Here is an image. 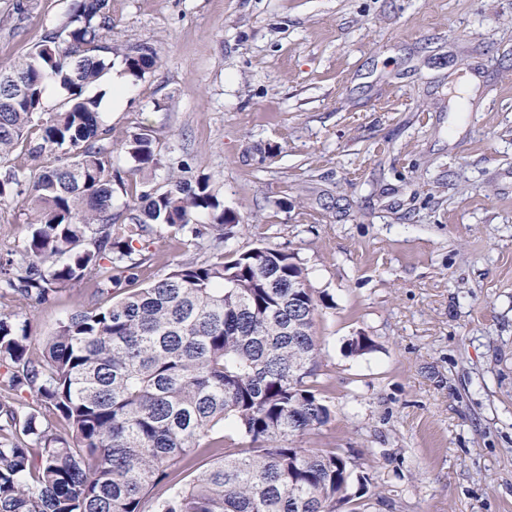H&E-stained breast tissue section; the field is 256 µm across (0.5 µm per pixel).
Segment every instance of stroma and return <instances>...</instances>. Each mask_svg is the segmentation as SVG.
<instances>
[{
  "instance_id": "stroma-1",
  "label": "stroma",
  "mask_w": 512,
  "mask_h": 512,
  "mask_svg": "<svg viewBox=\"0 0 512 512\" xmlns=\"http://www.w3.org/2000/svg\"><path fill=\"white\" fill-rule=\"evenodd\" d=\"M73 0H0V71ZM160 65L100 113L153 129L242 225L294 253L319 303L317 382L360 508L512 512V0H109ZM149 283L193 255L165 231ZM83 281L29 309L42 338ZM372 347L354 354L352 338Z\"/></svg>"
}]
</instances>
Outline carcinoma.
Instances as JSON below:
<instances>
[{"instance_id": "1", "label": "carcinoma", "mask_w": 512, "mask_h": 512, "mask_svg": "<svg viewBox=\"0 0 512 512\" xmlns=\"http://www.w3.org/2000/svg\"><path fill=\"white\" fill-rule=\"evenodd\" d=\"M108 54L133 80L160 63L150 44L114 39L108 0H75L59 32L0 73V203L22 198L28 228L0 251V300L98 285L37 350L26 318L0 312V512H335L351 500L348 459L299 445L331 419L308 273L267 246L224 254L239 220L210 178L179 177L146 126L112 138L88 95ZM51 83L67 92L59 110L45 107ZM117 150L146 178L114 169ZM47 151L64 161L8 164ZM159 170L162 186L147 178ZM118 190L129 200L115 213ZM165 227L209 256L142 287ZM46 414L67 435L42 427ZM228 430L249 447H224ZM206 451L214 462L182 481Z\"/></svg>"}]
</instances>
